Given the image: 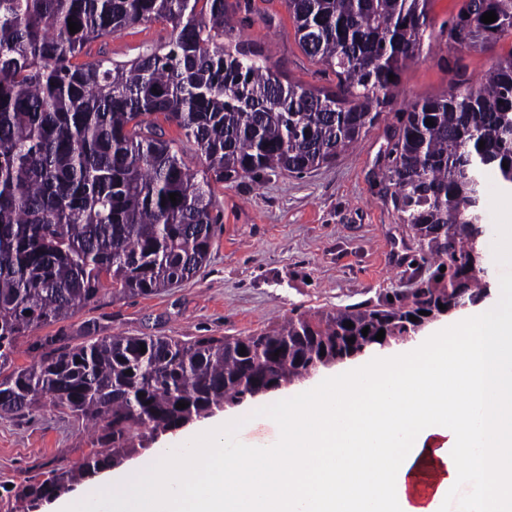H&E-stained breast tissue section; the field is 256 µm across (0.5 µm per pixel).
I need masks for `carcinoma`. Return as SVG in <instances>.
<instances>
[{
	"label": "carcinoma",
	"mask_w": 512,
	"mask_h": 512,
	"mask_svg": "<svg viewBox=\"0 0 512 512\" xmlns=\"http://www.w3.org/2000/svg\"><path fill=\"white\" fill-rule=\"evenodd\" d=\"M458 2L437 26L432 0H287L299 46L336 75V87L312 88L224 43L250 0H0V416L57 410L98 428L80 461L12 487L10 512H34L150 435L368 351L381 329L401 339L409 316L482 292L484 172L512 188V49L477 86L462 60L512 38V0ZM153 22L171 27L169 40L136 59L75 62L89 43ZM436 27L455 79L395 113L380 166L435 266L420 287L249 336H42L37 359L14 365L21 338L70 319L105 281L120 299L195 275L221 220L213 185L336 160L395 102L389 75L420 57ZM161 119L184 131L202 170Z\"/></svg>",
	"instance_id": "carcinoma-1"
}]
</instances>
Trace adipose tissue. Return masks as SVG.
Listing matches in <instances>:
<instances>
[{
  "instance_id": "ef3b65f1",
  "label": "adipose tissue",
  "mask_w": 512,
  "mask_h": 512,
  "mask_svg": "<svg viewBox=\"0 0 512 512\" xmlns=\"http://www.w3.org/2000/svg\"><path fill=\"white\" fill-rule=\"evenodd\" d=\"M272 420L274 437L238 440ZM512 512V279L404 353L180 431L55 512Z\"/></svg>"
}]
</instances>
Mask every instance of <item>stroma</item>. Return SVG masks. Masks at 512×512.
I'll return each mask as SVG.
<instances>
[{"label":"stroma","mask_w":512,"mask_h":512,"mask_svg":"<svg viewBox=\"0 0 512 512\" xmlns=\"http://www.w3.org/2000/svg\"><path fill=\"white\" fill-rule=\"evenodd\" d=\"M254 2L241 41L259 48L266 64L292 81L335 86V76L299 48L285 0ZM169 32L156 22L135 25L91 42L87 50L93 57L127 61L164 43ZM447 59L445 38L425 41L420 58L400 72L399 101L447 89ZM394 123L393 109H385L356 148L305 174L268 173L215 184L223 222L208 263L193 278L121 300L104 287L62 326L42 328V335L63 329L79 336L94 322L104 336H244L296 312L374 303L418 287L432 268L421 259L419 237L394 209L390 187L375 175ZM484 183L483 223L492 232L512 225V192L499 189L493 173ZM91 442V431L55 411L0 416V487L43 479L81 460Z\"/></svg>","instance_id":"obj_1"}]
</instances>
